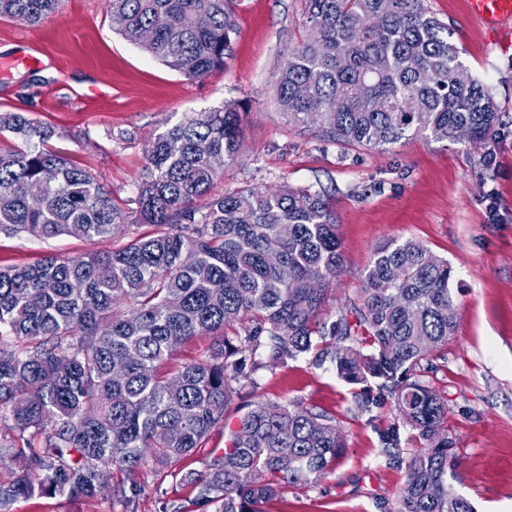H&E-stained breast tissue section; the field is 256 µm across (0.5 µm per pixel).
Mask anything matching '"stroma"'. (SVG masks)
Here are the masks:
<instances>
[{
	"instance_id": "1",
	"label": "stroma",
	"mask_w": 512,
	"mask_h": 512,
	"mask_svg": "<svg viewBox=\"0 0 512 512\" xmlns=\"http://www.w3.org/2000/svg\"><path fill=\"white\" fill-rule=\"evenodd\" d=\"M448 24L468 71L490 89L499 112L481 144L417 136L380 148L340 145L282 113L277 74L310 29L304 0H237L223 68L189 80L125 41L107 0H65L32 26L0 18V112L53 127L50 145L89 170L119 205L136 194L146 149L185 113L241 104V148L216 185L230 193L283 185L324 191L336 215L342 275L327 287L325 313L360 299L377 246L413 238L454 271L457 323L430 384L448 400L458 490L477 512H512V45L472 20L467 0H424ZM96 84L104 98L85 99ZM112 240L62 235L39 240L0 234V266L111 249ZM291 399L334 417L346 448L312 488L284 489L263 512H389L406 470L389 464L379 428L397 417L393 401L355 407L354 389L302 355L255 372L201 448L186 460L147 463L126 478L128 506L111 487L92 498L35 495L0 512H200L187 472L220 456L248 404Z\"/></svg>"
}]
</instances>
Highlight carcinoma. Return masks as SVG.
<instances>
[{
  "label": "carcinoma",
  "instance_id": "1",
  "mask_svg": "<svg viewBox=\"0 0 512 512\" xmlns=\"http://www.w3.org/2000/svg\"><path fill=\"white\" fill-rule=\"evenodd\" d=\"M62 2L0 0V17L34 26ZM232 2L109 0V11L124 40L198 79L224 67ZM421 2L306 0L311 32L276 81L288 120L313 118L323 139L367 147L491 136L488 86L459 78L462 48ZM240 122V105L226 103L157 135L123 210L48 146L54 130L0 113V134L19 141L0 149V234L125 238L110 251L0 267V461L18 463L0 480V508L35 494L93 497L113 471L190 456L224 422L241 381L311 353L359 387L360 411L393 399L396 422L379 431L389 460L404 463L400 427L422 440L393 512H476L448 482V400L425 380L456 324L452 267L413 238L387 241L361 303L318 320L324 285L343 272L335 214L307 188L214 194L223 171L211 157L234 159ZM197 336L213 342L175 360ZM344 448L327 412L261 401L224 453L185 478L198 506L261 512L284 488L318 484Z\"/></svg>",
  "mask_w": 512,
  "mask_h": 512
}]
</instances>
